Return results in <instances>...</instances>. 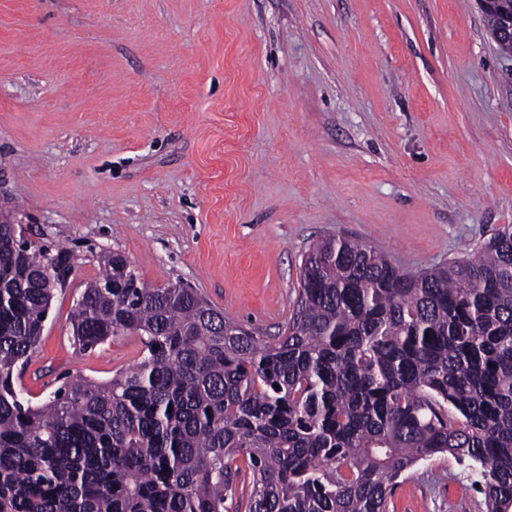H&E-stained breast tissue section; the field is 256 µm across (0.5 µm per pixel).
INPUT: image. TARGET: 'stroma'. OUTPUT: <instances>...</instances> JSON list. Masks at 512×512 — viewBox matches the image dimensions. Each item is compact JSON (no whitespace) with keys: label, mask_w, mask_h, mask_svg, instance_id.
Instances as JSON below:
<instances>
[{"label":"stroma","mask_w":512,"mask_h":512,"mask_svg":"<svg viewBox=\"0 0 512 512\" xmlns=\"http://www.w3.org/2000/svg\"><path fill=\"white\" fill-rule=\"evenodd\" d=\"M0 200L76 266L26 398L140 360L132 335L73 345L106 251L273 342L322 238L419 273L512 224V54L477 0H0ZM388 512L486 505L441 457Z\"/></svg>","instance_id":"stroma-1"}]
</instances>
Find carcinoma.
Here are the masks:
<instances>
[{"mask_svg":"<svg viewBox=\"0 0 512 512\" xmlns=\"http://www.w3.org/2000/svg\"><path fill=\"white\" fill-rule=\"evenodd\" d=\"M69 260L0 225V512H240V456L246 512H387L399 479L439 454L487 512H512L511 224L419 274L321 239L274 343L106 252L71 313L74 344L135 335L143 356L34 403L15 370L55 298L50 264Z\"/></svg>","mask_w":512,"mask_h":512,"instance_id":"obj_1","label":"carcinoma"}]
</instances>
